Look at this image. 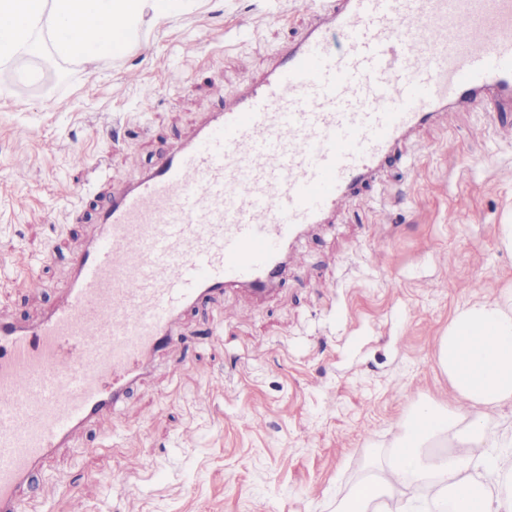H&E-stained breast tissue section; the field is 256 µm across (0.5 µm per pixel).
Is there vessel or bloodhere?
Instances as JSON below:
<instances>
[{
    "label": "vessel or blood",
    "mask_w": 512,
    "mask_h": 512,
    "mask_svg": "<svg viewBox=\"0 0 512 512\" xmlns=\"http://www.w3.org/2000/svg\"><path fill=\"white\" fill-rule=\"evenodd\" d=\"M262 79L120 188L42 318L0 316V512L71 433L111 414L188 305L280 281L290 242L393 147L459 105L512 101V0H308Z\"/></svg>",
    "instance_id": "1"
}]
</instances>
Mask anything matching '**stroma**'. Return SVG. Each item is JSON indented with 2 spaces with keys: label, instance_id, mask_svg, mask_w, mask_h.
<instances>
[{
  "label": "stroma",
  "instance_id": "obj_1",
  "mask_svg": "<svg viewBox=\"0 0 512 512\" xmlns=\"http://www.w3.org/2000/svg\"><path fill=\"white\" fill-rule=\"evenodd\" d=\"M305 0H200L99 69L52 46L0 66V315L37 320L114 191L260 78ZM512 109L458 106L402 140L331 223L309 225L263 299L186 308L115 415L46 457L31 512H338L385 466L415 403L451 406L454 314L512 300Z\"/></svg>",
  "mask_w": 512,
  "mask_h": 512
}]
</instances>
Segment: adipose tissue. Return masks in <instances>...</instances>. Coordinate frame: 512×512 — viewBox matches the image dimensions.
<instances>
[{"label": "adipose tissue", "instance_id": "obj_1", "mask_svg": "<svg viewBox=\"0 0 512 512\" xmlns=\"http://www.w3.org/2000/svg\"><path fill=\"white\" fill-rule=\"evenodd\" d=\"M188 0H0V62L31 49L41 37L70 32L69 55L96 63L112 40L135 41L144 28L181 13ZM436 357L460 399L453 409L416 406L396 435L386 467L370 471L353 501L357 512H418L402 490L433 491L440 512H512V433H496L484 411L512 404V308L474 302L458 310L439 339Z\"/></svg>", "mask_w": 512, "mask_h": 512}]
</instances>
